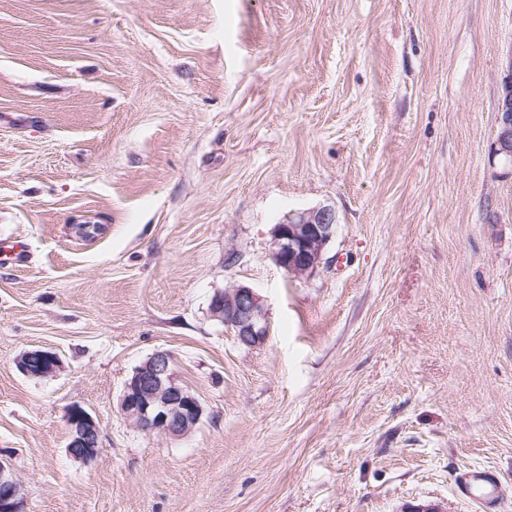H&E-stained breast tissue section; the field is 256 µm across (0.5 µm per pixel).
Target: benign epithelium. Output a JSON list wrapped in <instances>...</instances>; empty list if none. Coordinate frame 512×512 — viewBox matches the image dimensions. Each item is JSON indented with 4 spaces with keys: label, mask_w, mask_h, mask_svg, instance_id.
<instances>
[{
    "label": "benign epithelium",
    "mask_w": 512,
    "mask_h": 512,
    "mask_svg": "<svg viewBox=\"0 0 512 512\" xmlns=\"http://www.w3.org/2000/svg\"><path fill=\"white\" fill-rule=\"evenodd\" d=\"M497 152L512 164V78L505 83L498 103ZM336 212L320 206L288 215L272 228L271 259L293 277L313 273L321 264L327 243L336 232ZM210 317L233 331L237 341L248 348L262 344L268 335L264 301L254 289L235 285L216 294L209 304ZM28 377L52 375L59 357L46 350L26 351L17 358ZM120 413L138 429L170 439H179L201 422L204 407L200 398L175 376L174 358L167 350L154 352L126 381L119 399ZM69 455L83 463L98 455L101 430L83 408L68 413ZM0 512H23L21 484L10 465L0 460Z\"/></svg>",
    "instance_id": "obj_1"
}]
</instances>
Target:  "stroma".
<instances>
[{
	"label": "stroma",
	"mask_w": 512,
	"mask_h": 512,
	"mask_svg": "<svg viewBox=\"0 0 512 512\" xmlns=\"http://www.w3.org/2000/svg\"><path fill=\"white\" fill-rule=\"evenodd\" d=\"M511 71L512 0H0V460L25 512H473L466 468L512 512ZM319 206L324 260L288 276L271 229ZM234 284L259 346L209 314ZM36 349L56 373L19 370ZM158 350L205 408L177 440L118 409ZM497 152L512 165V78L505 83L498 103ZM212 319L233 331L237 341L252 348L268 335V315L264 301L254 289L235 285L217 293L209 304ZM16 363L26 376L42 378L56 372L60 366V359L51 351L31 350L20 355ZM69 455L84 463L92 462L98 455L101 444V430L97 421L80 406H74L68 413ZM461 491L477 505V511H483L491 502H497L501 496L500 481L490 470L471 469L462 475Z\"/></svg>",
	"instance_id": "1"
}]
</instances>
